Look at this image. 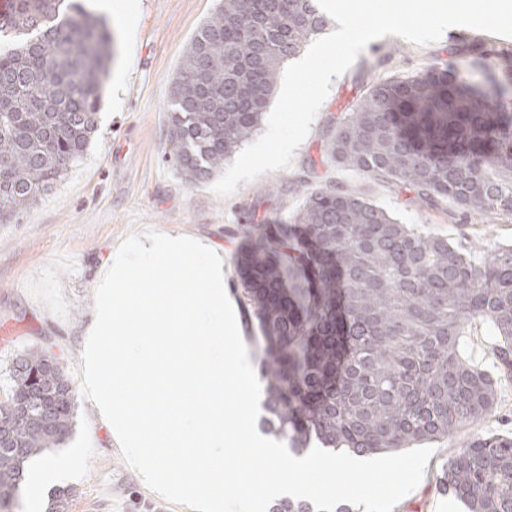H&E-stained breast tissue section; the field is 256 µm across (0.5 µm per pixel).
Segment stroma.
I'll use <instances>...</instances> for the list:
<instances>
[{"instance_id": "35a3bbf8", "label": "stroma", "mask_w": 512, "mask_h": 512, "mask_svg": "<svg viewBox=\"0 0 512 512\" xmlns=\"http://www.w3.org/2000/svg\"><path fill=\"white\" fill-rule=\"evenodd\" d=\"M217 0H86L104 18L111 37L97 131L68 175L23 214L0 224V400L9 394L12 363L36 349L55 353L66 374L80 365V342L94 305L96 275L113 247L132 234L155 230L206 240L225 258L242 241L251 221H287L311 190L333 183L362 195L397 222L447 238L479 257L512 245V223L494 218L464 224L452 204L420 203L402 185L375 180L337 166L326 153L324 133L336 127L372 83L412 76L424 68L463 63L461 43L481 39L487 68L512 55V38L452 27L437 42L419 47L397 36L371 41L354 65L333 79L329 95L295 152L290 167L239 183L228 198L210 182L187 184L167 158L168 86L199 26ZM497 338L486 324L473 326L464 345L468 361L497 381L494 411L452 438L434 441L419 486L393 512H467L440 482L448 459L474 434L512 436V380L494 355ZM75 426L55 453L81 450L85 464L65 488L66 512H190L146 491L97 423L88 401L75 398Z\"/></svg>"}]
</instances>
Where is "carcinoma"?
<instances>
[{"instance_id": "obj_1", "label": "carcinoma", "mask_w": 512, "mask_h": 512, "mask_svg": "<svg viewBox=\"0 0 512 512\" xmlns=\"http://www.w3.org/2000/svg\"><path fill=\"white\" fill-rule=\"evenodd\" d=\"M326 26L313 0H219L171 82L167 152L188 184L222 170L258 130L280 67ZM0 224L52 190L96 131L110 56L104 21L78 0H13L0 21ZM466 64L372 84L327 140L337 165L403 184L465 224L512 219V81ZM236 293L266 383L263 430L300 455L314 443L365 456L449 438L489 415L493 379L458 352L467 326L498 336L512 375V247L476 260L399 224L340 186L308 193L290 224H253ZM0 401V509L29 461L72 429L73 384L58 359H17ZM22 403L26 414L12 418ZM441 482L470 512H512V437L477 434ZM268 512H315L284 499Z\"/></svg>"}]
</instances>
